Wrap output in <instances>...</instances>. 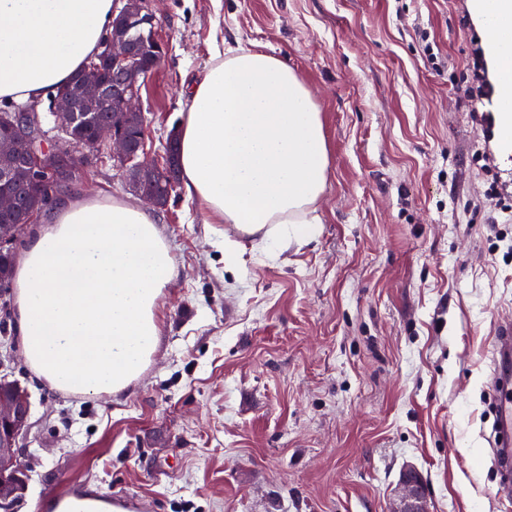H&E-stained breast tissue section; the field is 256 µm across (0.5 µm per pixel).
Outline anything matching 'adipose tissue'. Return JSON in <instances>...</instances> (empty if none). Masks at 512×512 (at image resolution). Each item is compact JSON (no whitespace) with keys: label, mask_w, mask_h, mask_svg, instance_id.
Instances as JSON below:
<instances>
[{"label":"adipose tissue","mask_w":512,"mask_h":512,"mask_svg":"<svg viewBox=\"0 0 512 512\" xmlns=\"http://www.w3.org/2000/svg\"><path fill=\"white\" fill-rule=\"evenodd\" d=\"M499 0L476 12L489 65L512 95V28ZM112 26V0H0V102L65 86ZM188 197L207 223L267 242L307 239L329 165L320 108L287 62L251 48L216 53L178 128ZM177 277L153 212L119 199H61L16 267L14 323L26 365L51 387L112 395L139 378L160 336L158 304Z\"/></svg>","instance_id":"1"}]
</instances>
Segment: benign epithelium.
<instances>
[{
	"instance_id": "benign-epithelium-1",
	"label": "benign epithelium",
	"mask_w": 512,
	"mask_h": 512,
	"mask_svg": "<svg viewBox=\"0 0 512 512\" xmlns=\"http://www.w3.org/2000/svg\"><path fill=\"white\" fill-rule=\"evenodd\" d=\"M114 7L112 32L101 52L64 88L51 96L50 116L58 129L71 126L80 111L97 104H112L109 119L96 125L93 140L84 148L48 138L44 116L37 105L24 106L6 119L8 131L0 135V250L16 243L29 224L46 210L43 193L48 180L71 179L88 163L91 153L109 146L112 161L128 189L153 207L167 206L171 194L154 190L162 165L147 158L148 120L141 91L148 72L140 66L142 50L128 37L134 20L156 23L149 0H121ZM113 66L111 80L103 68ZM30 401L27 391L14 382L0 383V512H16L26 488L28 463L14 451L27 428Z\"/></svg>"
}]
</instances>
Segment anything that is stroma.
Segmentation results:
<instances>
[{"mask_svg":"<svg viewBox=\"0 0 512 512\" xmlns=\"http://www.w3.org/2000/svg\"><path fill=\"white\" fill-rule=\"evenodd\" d=\"M150 7L166 46L142 90L150 158L215 51H264L321 109V222L269 249L207 224L175 188L158 216L178 276L158 347L120 393L51 388L0 332L8 378L31 402L18 512H54L58 486L120 492L139 512H401L410 469L426 512H512L494 495L490 414L495 331L512 319V152L495 113L458 101L484 37L467 0ZM493 171L498 209L483 203ZM75 191L130 197L104 148Z\"/></svg>","mask_w":512,"mask_h":512,"instance_id":"35a3bbf8","label":"stroma"}]
</instances>
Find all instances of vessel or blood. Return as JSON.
<instances>
[{
    "instance_id": "b4317fda",
    "label": "vessel or blood",
    "mask_w": 512,
    "mask_h": 512,
    "mask_svg": "<svg viewBox=\"0 0 512 512\" xmlns=\"http://www.w3.org/2000/svg\"><path fill=\"white\" fill-rule=\"evenodd\" d=\"M492 382L498 392L495 405L497 427L496 456L500 481L495 494L500 498L512 496V322L497 327ZM133 502L126 496L109 491L98 492L93 512H132Z\"/></svg>"
}]
</instances>
